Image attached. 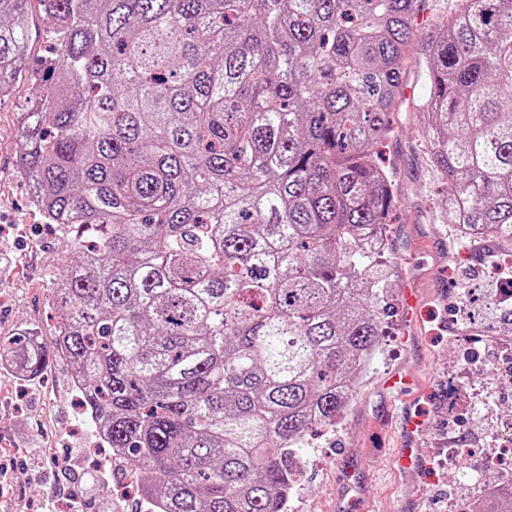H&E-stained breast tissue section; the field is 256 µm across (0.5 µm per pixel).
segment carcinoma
I'll use <instances>...</instances> for the list:
<instances>
[{
    "instance_id": "obj_1",
    "label": "carcinoma",
    "mask_w": 512,
    "mask_h": 512,
    "mask_svg": "<svg viewBox=\"0 0 512 512\" xmlns=\"http://www.w3.org/2000/svg\"><path fill=\"white\" fill-rule=\"evenodd\" d=\"M28 2L0 0V100ZM40 2L60 53L15 165L74 260L49 341L0 337V362L64 358L149 512H287L389 317L377 159L405 62L448 222L512 242V0H456L420 45L424 0Z\"/></svg>"
}]
</instances>
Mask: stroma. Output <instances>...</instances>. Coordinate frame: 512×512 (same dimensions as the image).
<instances>
[{"mask_svg": "<svg viewBox=\"0 0 512 512\" xmlns=\"http://www.w3.org/2000/svg\"><path fill=\"white\" fill-rule=\"evenodd\" d=\"M32 49L29 69L42 70L55 57L51 19L39 0H30ZM23 78L0 101V336L31 330L51 335L54 305L50 288L72 256L65 249L63 227L35 215L23 182L12 172L17 114L37 93L38 83ZM425 90L420 72L407 69L405 104L392 116L393 131L382 150V164L394 175L396 205L387 226L390 304L389 329L371 369L362 375L354 399L334 432L299 456L318 458L304 485L288 501V512H348L351 498L371 503L377 512H401L405 490L417 498L415 512H448L456 474L448 467V442L465 447L466 468L485 467L483 449L493 443V423L512 416V359L500 356L512 342V311L504 289L491 283L477 250L462 248L441 208L448 183L432 168L414 103ZM417 289L425 307L420 326L409 327L397 306L406 289ZM458 325L460 334L448 332ZM403 370L419 380L416 408L427 427L420 437L426 470L401 475L388 453L392 435L383 415L395 405L385 377ZM495 390L494 414H473L470 402ZM90 425L77 392L59 364L35 377L0 370V467L8 485L0 489V512H41L53 495L30 449L42 447L48 459L69 462L72 449L87 447ZM130 472L112 470L110 482L77 472L71 486L91 499L112 491V512H136L133 497H117Z\"/></svg>", "mask_w": 512, "mask_h": 512, "instance_id": "obj_1", "label": "stroma"}]
</instances>
